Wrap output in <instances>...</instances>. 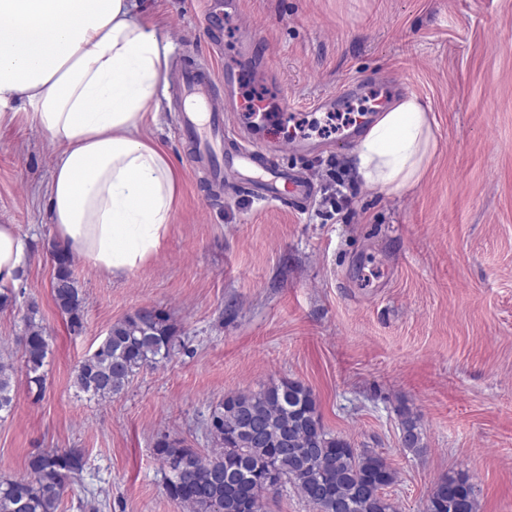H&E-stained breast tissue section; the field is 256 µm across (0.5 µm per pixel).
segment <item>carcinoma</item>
I'll return each instance as SVG.
<instances>
[{
    "mask_svg": "<svg viewBox=\"0 0 512 512\" xmlns=\"http://www.w3.org/2000/svg\"><path fill=\"white\" fill-rule=\"evenodd\" d=\"M52 297L70 329L82 328L86 298L73 273L72 256L52 252ZM30 308L20 338L28 389L41 395L49 336ZM178 343L172 324L157 310L141 309L113 323L96 349L72 372L73 386L93 399L121 394L144 368L171 359ZM16 397L13 366L0 361V414L10 415ZM317 401L300 381L280 380L258 391L224 396L207 424L215 447L201 454L167 434L154 451L164 472L166 494L190 512H266L267 484L275 477L292 485L313 512H398L384 489L397 472L378 453L320 426ZM402 444L424 448L419 416L401 413ZM85 465L79 448H50L29 456L27 474L0 477V512H58L66 489ZM476 486L461 473L434 482L427 512H477Z\"/></svg>",
    "mask_w": 512,
    "mask_h": 512,
    "instance_id": "carcinoma-1",
    "label": "carcinoma"
}]
</instances>
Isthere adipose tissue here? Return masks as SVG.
I'll list each match as a JSON object with an SVG mask.
<instances>
[{
    "instance_id": "1",
    "label": "adipose tissue",
    "mask_w": 512,
    "mask_h": 512,
    "mask_svg": "<svg viewBox=\"0 0 512 512\" xmlns=\"http://www.w3.org/2000/svg\"><path fill=\"white\" fill-rule=\"evenodd\" d=\"M168 51L135 0H0V129L18 116L56 146L47 186L56 239L120 277L162 247L180 194L178 169L144 134ZM437 148L430 109L408 94L360 140L365 185L413 187ZM30 242L0 224V294L27 274Z\"/></svg>"
}]
</instances>
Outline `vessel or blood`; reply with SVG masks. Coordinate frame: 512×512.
<instances>
[{
	"instance_id": "vessel-or-blood-1",
	"label": "vessel or blood",
	"mask_w": 512,
	"mask_h": 512,
	"mask_svg": "<svg viewBox=\"0 0 512 512\" xmlns=\"http://www.w3.org/2000/svg\"><path fill=\"white\" fill-rule=\"evenodd\" d=\"M172 104L178 134L190 145L199 170L215 185L246 180L254 198L299 209L314 194L311 177L289 172L278 163V148L258 152L227 147L235 129L224 122V104L212 64L198 60L180 66L174 76Z\"/></svg>"
}]
</instances>
